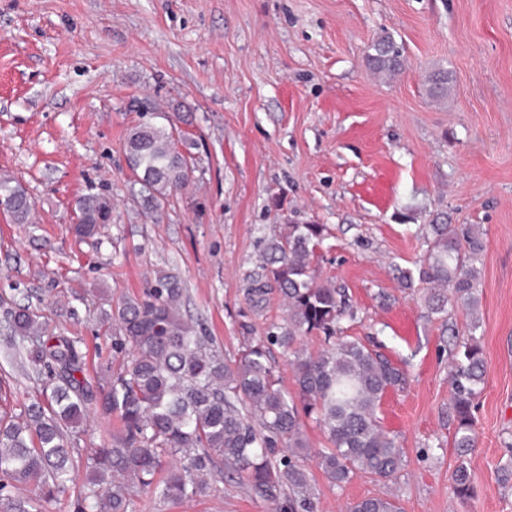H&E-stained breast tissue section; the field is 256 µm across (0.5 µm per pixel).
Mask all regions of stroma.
I'll list each match as a JSON object with an SVG mask.
<instances>
[{"label": "stroma", "mask_w": 512, "mask_h": 512, "mask_svg": "<svg viewBox=\"0 0 512 512\" xmlns=\"http://www.w3.org/2000/svg\"><path fill=\"white\" fill-rule=\"evenodd\" d=\"M385 31L403 55L395 76L364 61ZM438 69L442 100L426 84ZM153 112L187 115L196 141L189 186L157 214L142 208L122 149ZM4 176L38 221L0 211V414L46 400L7 347L15 307L80 341L99 393L112 358L106 313L173 273L185 319L231 363L244 336L287 319L279 294L256 311L245 301L261 239L322 224L314 263L349 300L346 335L407 371L380 408L403 466L339 487L307 460V508L388 496L401 512H512V0H0ZM88 194L111 198L112 221L79 239L71 225ZM439 213L480 225L486 241L476 332L486 376L466 501L453 490L448 399L467 316L430 314L398 274L426 251L416 231ZM133 499L134 512L277 510L233 475L188 502Z\"/></svg>", "instance_id": "obj_1"}]
</instances>
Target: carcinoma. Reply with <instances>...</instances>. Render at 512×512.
Returning a JSON list of instances; mask_svg holds the SVG:
<instances>
[{
	"instance_id": "cac0c4a2",
	"label": "carcinoma",
	"mask_w": 512,
	"mask_h": 512,
	"mask_svg": "<svg viewBox=\"0 0 512 512\" xmlns=\"http://www.w3.org/2000/svg\"><path fill=\"white\" fill-rule=\"evenodd\" d=\"M367 55L371 70L396 75L403 58L389 34L377 38ZM434 99L448 95V72L428 79ZM134 126L123 143L126 163L149 175L139 194L144 209L156 212L189 181L192 157L178 149L191 138H174L182 115L163 116ZM0 202L18 224L33 223L34 203L20 186L0 178ZM74 234L91 237L112 219V201L100 195L76 204ZM322 224H287L262 240L259 272L248 275L245 300L262 307L277 291L288 301L287 324L263 340L246 338L232 364L209 347V338L181 316V281L161 274L145 299L125 298L112 308L118 335L112 349L135 350L129 365L112 371L108 391L94 398L82 378L86 353L79 341L61 332L47 334L28 306L10 312V328L23 344L35 379L52 385L49 404H33L19 416L0 417V498L10 512H42L43 504L64 496L78 469L76 435L87 404L97 400L101 414L118 419L110 443L90 449L89 473L71 502L74 512H133V488H150L172 501H190L208 487V478L225 470L245 479L252 495L277 499V491L307 487L302 462L315 455L319 468L336 486L357 472L377 479L397 473L403 456L384 429L377 411L383 397L406 385L404 369L382 353L342 335L345 295L319 281L313 266L324 240ZM427 250L415 267L400 270L402 282L425 290L430 313L448 314L457 306L469 319L470 340L452 358L449 409L455 422L452 447L457 465L454 489L462 500L473 494L467 456L476 448L473 409L485 382L483 349L473 333L477 317L480 262L486 244L480 228L446 223L438 214L422 228ZM322 336L324 346L310 352L300 337ZM291 356L298 397L288 395L269 361L270 347ZM315 420L331 448L312 451L303 419ZM287 441L288 457L272 459L276 440ZM33 487L14 498L9 489ZM347 512H399L396 500L371 496L347 506Z\"/></svg>"
}]
</instances>
